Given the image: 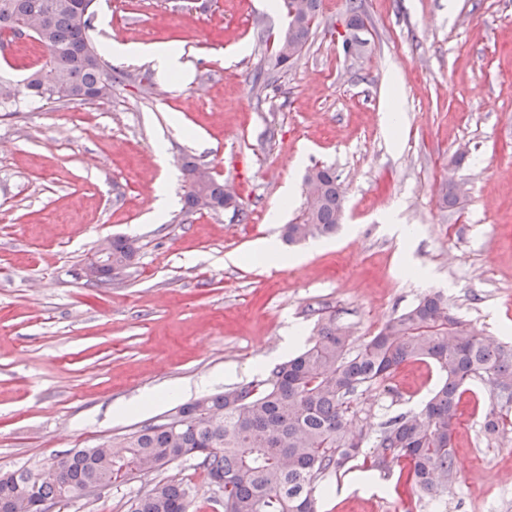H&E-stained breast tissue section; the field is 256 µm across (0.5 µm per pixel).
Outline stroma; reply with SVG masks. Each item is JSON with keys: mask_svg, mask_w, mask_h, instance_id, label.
<instances>
[{"mask_svg": "<svg viewBox=\"0 0 512 512\" xmlns=\"http://www.w3.org/2000/svg\"><path fill=\"white\" fill-rule=\"evenodd\" d=\"M362 12V55L336 36L347 0H322L307 45L276 69L288 19L259 0H96L97 47L169 46L188 78L116 58L129 79L111 98L0 112V473L262 379L288 357L285 336L309 340L318 308L358 346L434 290L479 332L512 339V0H362ZM187 161L234 187L236 208L148 219L160 186L183 197ZM317 165L345 189L343 224L285 244ZM450 177L465 185L453 204L441 192ZM115 235L137 248L127 275L88 282L86 258ZM264 239L300 263L259 260ZM440 379L429 363L404 364L370 393L371 425L419 409ZM148 392L161 403L113 417ZM479 429L462 407L459 478L443 503L357 463L324 479L320 512H512V437L488 448ZM163 479L192 487L190 512H222L193 458L62 512H128Z\"/></svg>", "mask_w": 512, "mask_h": 512, "instance_id": "1", "label": "stroma"}]
</instances>
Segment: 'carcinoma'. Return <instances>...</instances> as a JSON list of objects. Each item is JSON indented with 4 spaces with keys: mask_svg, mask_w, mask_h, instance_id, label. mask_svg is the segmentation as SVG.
Listing matches in <instances>:
<instances>
[{
    "mask_svg": "<svg viewBox=\"0 0 512 512\" xmlns=\"http://www.w3.org/2000/svg\"><path fill=\"white\" fill-rule=\"evenodd\" d=\"M0 0V31L34 38L47 57L20 86L0 78V112H17L29 101L52 100L60 84L70 100L109 98L119 78L103 50L89 38L92 0ZM321 0H281L289 13L288 29L278 43L274 66L286 67L306 46ZM40 16L43 26L30 32L20 26ZM305 201L296 221L285 226L284 240L297 244L336 232L344 218V197L336 170L316 166L304 176ZM227 202L223 183L210 177L184 193L188 212L219 211ZM134 243L112 238V262L132 263ZM409 361L434 364L442 384L418 411L402 412L380 424L368 452L361 414L366 394L391 380ZM479 384L487 396L480 434L494 444L512 435V340L483 336L459 318L440 292H428L358 349L351 347L346 326L336 317H318L316 334L304 350L272 368L255 382L205 396L209 412L197 401L176 407L177 428L148 423L131 433L124 457L107 459L89 450L71 452L34 472L0 475V498L18 489L34 508L67 496L72 486L96 483L105 489L138 474L159 471L175 459L199 458L207 479L224 477V512H318L315 495L324 478L340 475L348 464L391 474L407 468V480L429 501H441L455 485L453 452L458 408L463 396ZM189 489L161 480L138 495L130 512H189Z\"/></svg>",
    "mask_w": 512,
    "mask_h": 512,
    "instance_id": "obj_1",
    "label": "carcinoma"
}]
</instances>
